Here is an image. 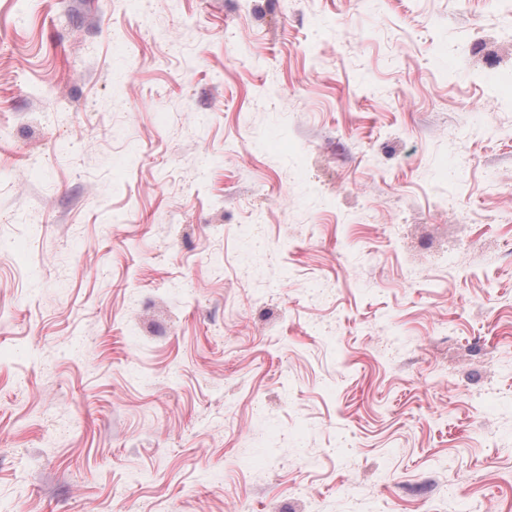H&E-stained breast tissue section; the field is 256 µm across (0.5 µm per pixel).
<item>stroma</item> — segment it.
<instances>
[{
	"instance_id": "obj_1",
	"label": "stroma",
	"mask_w": 512,
	"mask_h": 512,
	"mask_svg": "<svg viewBox=\"0 0 512 512\" xmlns=\"http://www.w3.org/2000/svg\"><path fill=\"white\" fill-rule=\"evenodd\" d=\"M0 512H512V0H0Z\"/></svg>"
}]
</instances>
